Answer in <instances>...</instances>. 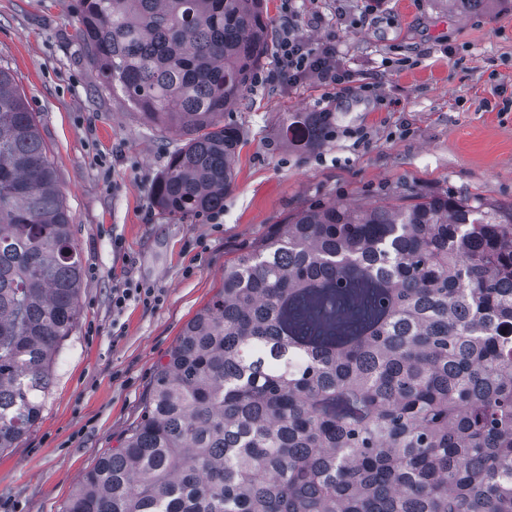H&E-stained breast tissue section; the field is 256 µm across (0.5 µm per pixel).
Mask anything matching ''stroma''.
<instances>
[{"label": "stroma", "mask_w": 512, "mask_h": 512, "mask_svg": "<svg viewBox=\"0 0 512 512\" xmlns=\"http://www.w3.org/2000/svg\"><path fill=\"white\" fill-rule=\"evenodd\" d=\"M330 45L340 85L289 82L270 47L227 122L243 140L219 211L165 214L152 187L183 144L106 88L76 34L79 0H0V67L35 113L85 269L80 319L63 343L42 418L0 453V512H59L97 457L141 415L182 327L220 290L224 265L275 225L327 203L374 205L396 187L512 204V0L462 15L448 0H264ZM336 114L315 149L283 139L296 112ZM160 292L158 305L112 290ZM134 293L144 305H151L159 300V295H156L153 288H115L112 290V307L121 310L126 301L131 296L134 297Z\"/></svg>", "instance_id": "35a3bbf8"}]
</instances>
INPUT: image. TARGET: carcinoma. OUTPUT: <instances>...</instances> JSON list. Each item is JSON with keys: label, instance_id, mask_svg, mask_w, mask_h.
<instances>
[{"label": "carcinoma", "instance_id": "cac0c4a2", "mask_svg": "<svg viewBox=\"0 0 512 512\" xmlns=\"http://www.w3.org/2000/svg\"><path fill=\"white\" fill-rule=\"evenodd\" d=\"M104 83L185 137L173 218L224 208V122L267 49L262 0H80ZM333 112L283 127L318 148ZM84 270L35 113L0 68V451L42 418ZM60 512H512V205L406 190L325 203L224 265L140 420Z\"/></svg>", "mask_w": 512, "mask_h": 512}]
</instances>
